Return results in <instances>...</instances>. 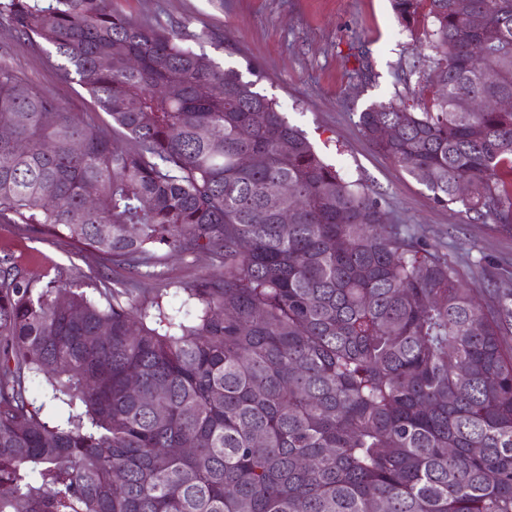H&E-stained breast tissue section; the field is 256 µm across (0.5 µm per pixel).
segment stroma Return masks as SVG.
I'll return each instance as SVG.
<instances>
[{
  "label": "stroma",
  "instance_id": "1",
  "mask_svg": "<svg viewBox=\"0 0 512 512\" xmlns=\"http://www.w3.org/2000/svg\"><path fill=\"white\" fill-rule=\"evenodd\" d=\"M138 21L168 26L188 21L204 33L197 52L223 68H235L273 99L288 122L300 128L316 152L352 180L373 188L392 223L406 224L437 242L484 308L498 289L512 286V231L473 220L456 204L436 203L424 185L376 152L365 139L358 114L370 104L408 97L400 62L416 57L390 0H117ZM0 59L27 82L51 91L74 112L109 121L80 85L65 81L41 47L0 27ZM371 77L350 89L361 60ZM10 254L33 277L62 273L90 297L127 270L78 250L64 238H47L16 224H0V254ZM206 256L159 265L169 287L168 312L189 311L183 286L209 271Z\"/></svg>",
  "mask_w": 512,
  "mask_h": 512
}]
</instances>
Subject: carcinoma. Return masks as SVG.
<instances>
[{"instance_id":"cac0c4a2","label":"carcinoma","mask_w":512,"mask_h":512,"mask_svg":"<svg viewBox=\"0 0 512 512\" xmlns=\"http://www.w3.org/2000/svg\"><path fill=\"white\" fill-rule=\"evenodd\" d=\"M392 2L413 42L427 20L405 83L439 80L420 112L400 98L359 113L364 136L435 202L511 228L512 110L456 105L512 95V0ZM2 24L45 45L111 123L1 61L0 224L141 281L170 255L221 271L183 287L195 310L180 319L165 285L115 281L95 299L0 255V512H512L511 288L486 312L438 245L381 233L373 189L186 26L114 0H0ZM39 377L63 419L42 416Z\"/></svg>"}]
</instances>
